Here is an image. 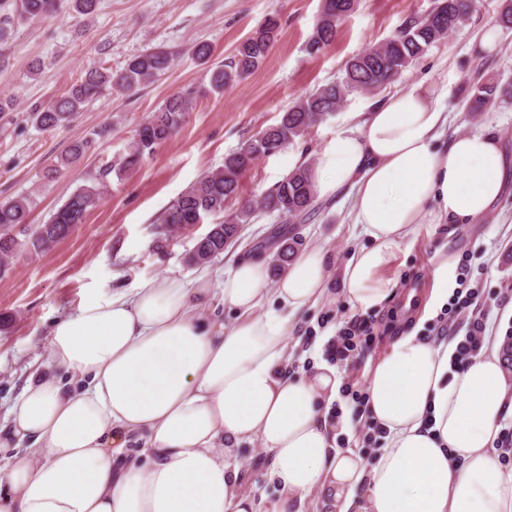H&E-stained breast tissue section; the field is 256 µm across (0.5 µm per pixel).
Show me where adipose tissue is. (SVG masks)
<instances>
[{"instance_id":"1","label":"adipose tissue","mask_w":512,"mask_h":512,"mask_svg":"<svg viewBox=\"0 0 512 512\" xmlns=\"http://www.w3.org/2000/svg\"><path fill=\"white\" fill-rule=\"evenodd\" d=\"M448 115L424 84L375 104L330 137L313 171L317 195L348 193L353 223L371 241L342 273L353 308L393 293L389 271L419 226L485 215L505 186L497 137L438 139ZM329 258L297 255L268 290L262 257L218 280L142 281L57 319L42 371L0 419V512H255L230 464L260 439L283 498L318 495L324 512H512V471L491 446L512 391L497 349L451 370L447 344L398 336L369 378L368 410L387 431L373 464L339 448L324 401L334 369L289 373L287 315L258 316L269 296L289 312L325 291ZM237 313L230 326L201 317L214 296ZM146 444L125 452L129 435Z\"/></svg>"}]
</instances>
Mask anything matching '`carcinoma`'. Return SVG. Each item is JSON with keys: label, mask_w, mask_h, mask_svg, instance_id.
Returning a JSON list of instances; mask_svg holds the SVG:
<instances>
[{"label": "carcinoma", "mask_w": 512, "mask_h": 512, "mask_svg": "<svg viewBox=\"0 0 512 512\" xmlns=\"http://www.w3.org/2000/svg\"><path fill=\"white\" fill-rule=\"evenodd\" d=\"M356 5L357 0H325L307 51L316 53L328 45L335 37L339 21ZM57 7L58 0H19V11L28 18L47 15ZM470 11L471 0H434L427 14L411 18L390 38L349 59L341 78L299 98L283 112L278 123L261 130L239 151L226 156L223 167L204 173L188 190L170 201L153 221L156 242H168L175 234L209 219L212 228L197 239L189 255L191 264L204 266L237 240L241 226L251 222L258 206L277 214L278 223L282 224L275 233V238L281 240L275 270H282L283 261L296 244L292 229L284 225L301 223L317 199L312 181L313 164L304 161L296 166L258 205L249 201L233 209L231 205L240 194V176L260 157L279 152L308 135L352 93H376L386 88L430 47L460 30ZM278 31L276 16H265L237 46L232 60L213 71L209 91L222 92L261 65L276 42ZM171 63L172 57L167 51L156 50L133 58L115 74L110 69L92 67L81 83L67 94L34 107L35 123L44 128L58 126L104 91L134 92L168 70ZM497 92L502 98L512 99V83L507 82L500 88L493 83L477 85L470 110L495 105ZM195 96L196 92L190 90L167 98L140 125L126 152L100 167L95 184L72 192L44 223H28L29 200L26 198L0 202V273L8 271L19 255L46 252L84 223L88 212L100 204L108 177L114 172L120 174L138 167L158 145L169 140L192 110Z\"/></svg>", "instance_id": "cac0c4a2"}]
</instances>
